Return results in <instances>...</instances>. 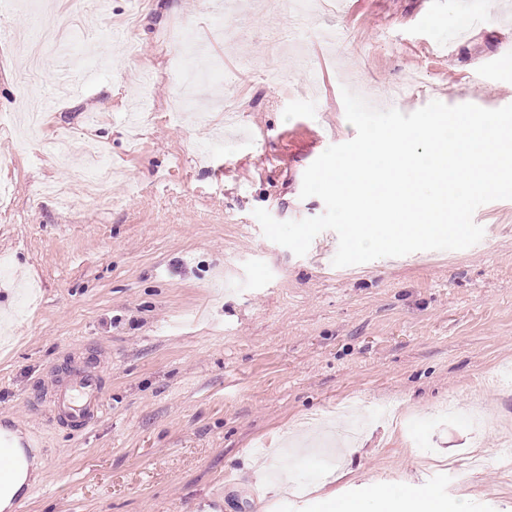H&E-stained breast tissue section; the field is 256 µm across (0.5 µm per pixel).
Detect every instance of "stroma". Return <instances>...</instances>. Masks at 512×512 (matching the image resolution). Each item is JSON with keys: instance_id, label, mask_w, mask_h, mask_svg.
Returning <instances> with one entry per match:
<instances>
[{"instance_id": "35a3bbf8", "label": "stroma", "mask_w": 512, "mask_h": 512, "mask_svg": "<svg viewBox=\"0 0 512 512\" xmlns=\"http://www.w3.org/2000/svg\"><path fill=\"white\" fill-rule=\"evenodd\" d=\"M41 2L37 18L0 11V426L39 446L14 512H211L218 497L223 512H324L325 494L394 500L410 482L441 512H512V200L476 210L470 248L341 268L334 231L299 257L253 215L324 213L303 174L356 135L342 88L406 114L512 102V0L462 32L471 0L302 17L249 0L204 68L160 37L177 21L207 42L226 0H110L105 21L83 0ZM134 12L132 53L95 51ZM61 17L68 44L19 84L23 35ZM89 135L112 165L93 196ZM48 183L70 204L40 195ZM82 369L106 405L84 425L52 393ZM347 404L399 420L346 433Z\"/></svg>"}]
</instances>
